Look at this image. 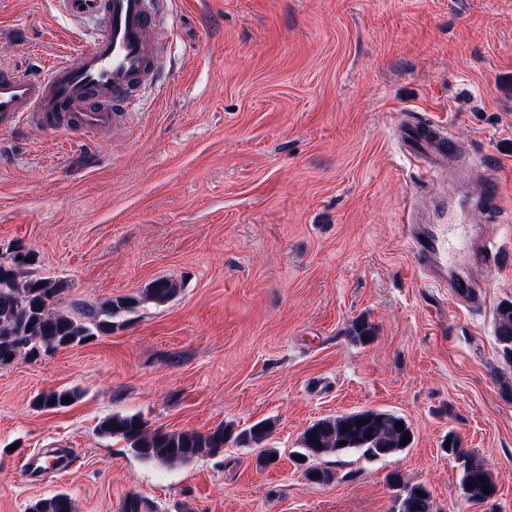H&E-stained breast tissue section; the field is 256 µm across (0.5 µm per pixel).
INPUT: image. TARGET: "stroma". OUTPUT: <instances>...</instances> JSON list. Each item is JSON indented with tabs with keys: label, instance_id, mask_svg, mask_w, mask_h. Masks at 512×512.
Masks as SVG:
<instances>
[{
	"label": "stroma",
	"instance_id": "stroma-1",
	"mask_svg": "<svg viewBox=\"0 0 512 512\" xmlns=\"http://www.w3.org/2000/svg\"><path fill=\"white\" fill-rule=\"evenodd\" d=\"M96 28L57 0H0V53L24 68ZM159 29L161 80L109 139L0 135V259L35 254L33 274L67 284L60 312L135 301L91 341L0 369V512L57 493L76 512H121L130 494L154 512H396L419 484L436 512H512V362L495 338L512 302V0H167ZM411 118L462 148L431 185L397 140ZM487 178L501 206L465 229L504 256L453 262L475 306L420 277L402 220L422 190L455 203ZM160 277L178 293L144 300ZM360 316L366 344L347 335ZM62 388L79 401L34 407ZM360 410L403 416L411 447L322 458L333 478L310 482L304 430ZM116 413L201 433L268 419L277 455L145 461L99 435ZM451 433L491 469L490 501L464 495ZM51 449L65 474L21 475ZM71 398V403H62V398ZM80 393L76 389L54 390L48 393L40 394L36 397L34 404L42 410L53 411L67 408L79 399ZM55 399L54 405L50 400Z\"/></svg>",
	"mask_w": 512,
	"mask_h": 512
}]
</instances>
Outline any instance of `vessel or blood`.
I'll use <instances>...</instances> for the list:
<instances>
[{"mask_svg": "<svg viewBox=\"0 0 512 512\" xmlns=\"http://www.w3.org/2000/svg\"><path fill=\"white\" fill-rule=\"evenodd\" d=\"M73 20L101 21L100 34L83 47L56 57L39 74L0 60V131L43 132L68 136L80 129L86 140L112 133L125 118L129 104L144 86L156 81L160 57L156 40L159 0H59ZM404 152L422 172L435 176L448 163L455 145L437 123L414 122L402 127ZM439 222L416 223L407 216L403 233L417 268L433 279L451 281L456 293L469 297L471 284L449 280L448 256L461 251L474 261L492 265L499 249L472 237L449 233L463 218L437 202Z\"/></svg>", "mask_w": 512, "mask_h": 512, "instance_id": "obj_1", "label": "vessel or blood"}]
</instances>
